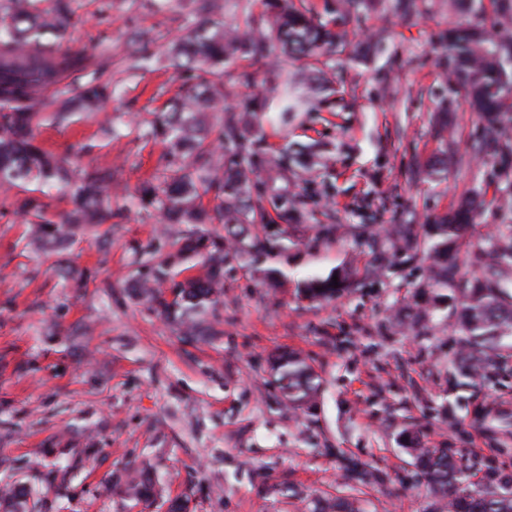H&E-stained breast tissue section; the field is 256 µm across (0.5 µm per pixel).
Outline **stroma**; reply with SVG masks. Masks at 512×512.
Listing matches in <instances>:
<instances>
[{
    "instance_id": "35a3bbf8",
    "label": "stroma",
    "mask_w": 512,
    "mask_h": 512,
    "mask_svg": "<svg viewBox=\"0 0 512 512\" xmlns=\"http://www.w3.org/2000/svg\"><path fill=\"white\" fill-rule=\"evenodd\" d=\"M220 3L228 28L269 15L267 0ZM307 3L353 45L321 57L305 111L283 121L273 108L271 75L289 65L278 48L216 76L286 240L271 252L232 243L216 222L198 225L189 251L181 225L163 223L138 190L180 164L149 133L181 86L153 58L195 20L198 0H77L84 23L68 45L111 54L112 99L64 127L44 106L36 140L75 169L111 170L112 221L49 248L18 211L26 189L0 187V490L25 484L36 512H166L175 498L189 512H318L339 497L358 512H437L418 447L448 449L475 485L512 486V359L463 378L457 294L433 286L425 248L386 239L392 225L426 226L472 194L485 206L467 249L512 222L497 164L470 148L479 118L439 65L459 15L449 0H421L409 22L390 0L359 21L345 0ZM136 30L150 40L130 69ZM443 149L447 168L426 176ZM285 150L303 164L273 166ZM219 247L223 295L194 335L162 304ZM328 276L341 289L310 298L306 284ZM283 350L320 376L312 405L285 399L270 367ZM140 474L155 501L120 493Z\"/></svg>"
}]
</instances>
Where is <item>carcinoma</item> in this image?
Returning <instances> with one entry per match:
<instances>
[{
  "instance_id": "cac0c4a2",
  "label": "carcinoma",
  "mask_w": 512,
  "mask_h": 512,
  "mask_svg": "<svg viewBox=\"0 0 512 512\" xmlns=\"http://www.w3.org/2000/svg\"><path fill=\"white\" fill-rule=\"evenodd\" d=\"M76 0H0V183L19 187L37 180L48 188L69 193L72 208L56 224L45 217L42 197L28 195L20 211L31 224L35 237H48L57 245L72 238L75 224H108L112 220V173H79L36 143L34 120L38 96L53 91L57 124L66 125L77 112H96L112 98V71L88 50H71L66 36L80 24ZM213 0H200L201 17L193 27L172 41L162 57L167 66L190 73L183 92L164 105L152 123V134L162 138L170 152L184 163L164 186L146 183L142 196L157 207L168 224H211L218 216L236 228L241 238L246 225L261 224L265 243L279 242L280 232L269 222L250 196L255 175L251 147L230 114L214 122L205 121L207 112H222L224 92L209 79L227 59L239 55L262 57L272 43L290 58L318 57L325 50L343 45L340 35L316 21L305 6L290 0H276L274 18L265 30L232 34L224 21L209 17ZM420 0H394L393 8L404 20L420 11ZM463 20L448 27L441 67L453 91L462 94L471 111L484 123L486 138L493 143L504 190L512 191V30L505 26L492 35L485 23L483 8H473V0H454ZM81 74L87 80L76 89L63 85L66 77ZM272 82L281 92L282 111L297 112L310 101L312 88L304 85L294 71L280 69ZM234 147L240 161L229 173L217 155V146ZM220 200L214 213L197 204L208 194ZM482 202L465 198L453 213L428 225L426 236L434 239L430 257L434 261L435 284L453 288L463 297L460 320L464 352L458 371L481 377L500 360L512 358V224H500L496 234L479 250L459 255L461 231L473 223ZM394 243L418 247L414 225L397 224L391 232ZM256 240V244L264 243ZM224 257L215 251L208 259L202 278L191 279L179 288L177 299L166 307L180 326H197L191 313L217 302L218 285L224 275ZM472 267L469 272L462 271ZM306 291L313 297L336 294L333 278L314 280ZM288 401L304 406L320 391V379L296 352L273 362ZM418 458L433 488L442 496V512H512V489L474 490L468 474L446 448H421ZM124 492L136 500L154 497L152 483L142 478L125 485Z\"/></svg>"
}]
</instances>
